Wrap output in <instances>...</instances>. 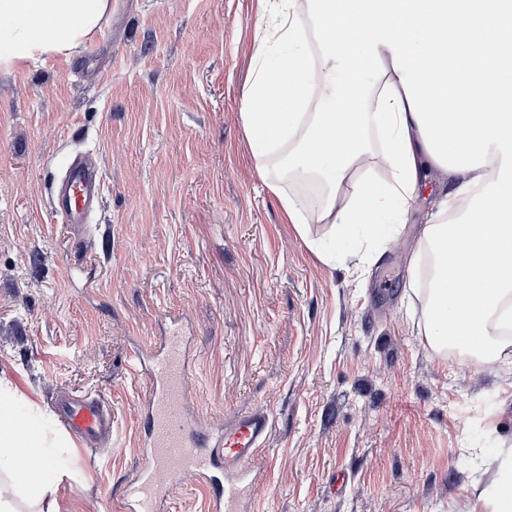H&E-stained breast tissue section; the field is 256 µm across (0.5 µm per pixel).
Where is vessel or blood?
I'll use <instances>...</instances> for the list:
<instances>
[{
    "label": "vessel or blood",
    "mask_w": 512,
    "mask_h": 512,
    "mask_svg": "<svg viewBox=\"0 0 512 512\" xmlns=\"http://www.w3.org/2000/svg\"><path fill=\"white\" fill-rule=\"evenodd\" d=\"M101 193V173L94 163L74 160L61 184L56 214L80 230ZM190 355L179 331L167 337L164 350L146 370L152 392L144 409L149 428L140 450L141 466L124 494L125 512H159L178 481L193 477L209 488L206 512H238L262 472L271 429L262 409L239 416L204 447L187 412ZM53 410L61 426L87 448L112 442V414L96 396L57 394Z\"/></svg>",
    "instance_id": "vessel-or-blood-1"
}]
</instances>
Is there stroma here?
I'll return each instance as SVG.
<instances>
[{
  "label": "stroma",
  "instance_id": "stroma-1",
  "mask_svg": "<svg viewBox=\"0 0 512 512\" xmlns=\"http://www.w3.org/2000/svg\"><path fill=\"white\" fill-rule=\"evenodd\" d=\"M253 23L251 0H119L81 54L0 67V371L47 436L58 389L112 409L111 446L53 453L67 512H122L147 426L134 357L174 317L200 434L271 418L246 512H465L512 448V364L419 329L409 260L439 177L376 264L318 259L244 135ZM78 152L104 181L80 235L49 190Z\"/></svg>",
  "mask_w": 512,
  "mask_h": 512
}]
</instances>
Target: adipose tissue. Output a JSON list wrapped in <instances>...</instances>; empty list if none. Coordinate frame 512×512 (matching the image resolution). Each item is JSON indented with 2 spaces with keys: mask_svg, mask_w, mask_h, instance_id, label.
<instances>
[{
  "mask_svg": "<svg viewBox=\"0 0 512 512\" xmlns=\"http://www.w3.org/2000/svg\"><path fill=\"white\" fill-rule=\"evenodd\" d=\"M256 51L240 118L264 184L327 262L377 261L401 234L423 172L446 185L417 234L423 334L485 362L512 360V0H252ZM112 0H0V64L85 49ZM450 38L455 81L433 35ZM382 143L388 176L365 166ZM324 194L307 214L294 190ZM0 379V512H64L52 456L23 476L24 445Z\"/></svg>",
  "mask_w": 512,
  "mask_h": 512,
  "instance_id": "1",
  "label": "adipose tissue"
}]
</instances>
